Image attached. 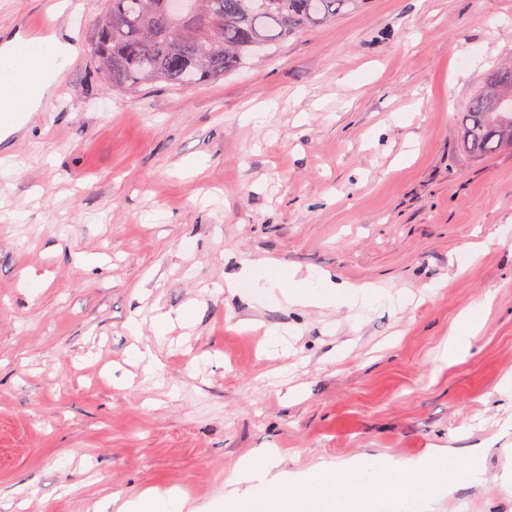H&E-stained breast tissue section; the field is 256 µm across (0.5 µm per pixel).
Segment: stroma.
<instances>
[{
    "label": "stroma",
    "instance_id": "obj_1",
    "mask_svg": "<svg viewBox=\"0 0 512 512\" xmlns=\"http://www.w3.org/2000/svg\"><path fill=\"white\" fill-rule=\"evenodd\" d=\"M52 2L0 0V44L54 32L77 51L0 143V512H103L149 488L215 512L260 448L290 473L476 448L481 483L437 512H512V148L471 154L459 120L512 63V0H367L223 79L132 93L95 71L93 0ZM258 259L409 301L355 321L226 293ZM473 307L469 355L442 362ZM271 325L295 331L285 356Z\"/></svg>",
    "mask_w": 512,
    "mask_h": 512
}]
</instances>
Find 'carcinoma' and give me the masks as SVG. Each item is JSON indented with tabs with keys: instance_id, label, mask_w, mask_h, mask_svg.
Wrapping results in <instances>:
<instances>
[{
	"instance_id": "obj_1",
	"label": "carcinoma",
	"mask_w": 512,
	"mask_h": 512,
	"mask_svg": "<svg viewBox=\"0 0 512 512\" xmlns=\"http://www.w3.org/2000/svg\"><path fill=\"white\" fill-rule=\"evenodd\" d=\"M169 0H105L89 34L99 72L119 92L165 83L191 87L237 70L256 48L285 41L356 10L365 0H188L178 17ZM460 124L475 155L512 146V64L494 70Z\"/></svg>"
}]
</instances>
